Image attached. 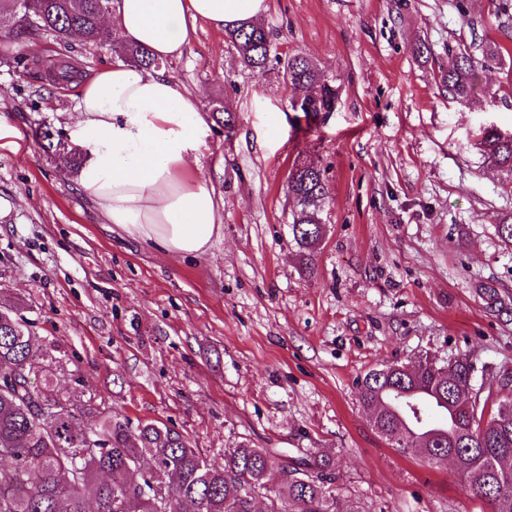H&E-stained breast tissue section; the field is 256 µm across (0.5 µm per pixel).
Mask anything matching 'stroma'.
I'll return each instance as SVG.
<instances>
[{"mask_svg":"<svg viewBox=\"0 0 512 512\" xmlns=\"http://www.w3.org/2000/svg\"><path fill=\"white\" fill-rule=\"evenodd\" d=\"M268 0L279 55L313 59L336 109L304 117L277 70L241 69L223 30L199 24L167 72L210 125L197 173L219 203L206 254L167 258L107 224L43 127L60 131L78 84L46 70L112 64L111 45L42 31L0 36V289L62 359V394L184 435L208 462L247 441L276 455L331 457L336 488L374 512H491L449 463L401 454L375 429L357 377L421 354L470 355L477 383L512 379V181L488 160V129L512 133V54L483 73L470 104L444 91L460 49L512 51V0ZM430 47V58L416 45ZM37 60L19 76L3 58ZM232 84H225V77ZM321 165L329 199L313 273L288 228V172Z\"/></svg>","mask_w":512,"mask_h":512,"instance_id":"35a3bbf8","label":"stroma"}]
</instances>
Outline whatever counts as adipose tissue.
<instances>
[{"label": "adipose tissue", "instance_id": "1", "mask_svg": "<svg viewBox=\"0 0 512 512\" xmlns=\"http://www.w3.org/2000/svg\"><path fill=\"white\" fill-rule=\"evenodd\" d=\"M267 0H114L105 23L119 42L181 57L199 23L259 21ZM70 135L87 148L78 184L107 223L161 254L198 256L220 231L214 189L187 177L207 135L198 99L168 73L118 60L84 81Z\"/></svg>", "mask_w": 512, "mask_h": 512}]
</instances>
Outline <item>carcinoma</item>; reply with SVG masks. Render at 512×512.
<instances>
[{"label":"carcinoma","instance_id":"obj_1","mask_svg":"<svg viewBox=\"0 0 512 512\" xmlns=\"http://www.w3.org/2000/svg\"><path fill=\"white\" fill-rule=\"evenodd\" d=\"M111 0H0V29L18 25L30 14L32 29L61 42L75 33L83 45L112 39L101 26L103 6ZM224 38L241 67L263 75L276 65L288 83L308 92L291 103L304 116L332 112L338 87L319 65L300 55L274 54L273 31L263 23L242 21L224 27ZM138 67L159 69L162 62L147 49L118 46ZM502 64L499 47L481 55L460 54L441 74L452 98L474 97L481 75ZM53 81L67 84L75 74L67 61L55 64ZM484 154L512 179V136L487 133ZM292 240L314 269L329 190L324 170L292 163L288 174ZM30 324L18 304L0 297V512H256V495L269 512H370L336 490L333 463L316 454L275 457L244 441L224 449V464L210 463L181 433L154 423L100 413L83 428L91 405L61 395L46 367L36 361ZM395 362L398 370L371 369L357 378L360 405L391 445L428 463L452 457L458 473L492 512H512V413L498 416L481 432L470 431L482 418L491 395L475 388L476 365L463 355L451 364L428 356ZM41 382H36L37 378ZM57 407L53 418L36 409Z\"/></svg>","mask_w":512,"mask_h":512}]
</instances>
